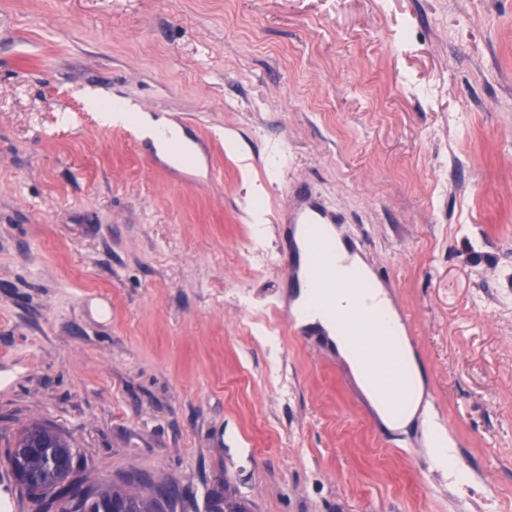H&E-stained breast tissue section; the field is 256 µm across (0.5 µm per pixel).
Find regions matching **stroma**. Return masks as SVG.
Instances as JSON below:
<instances>
[{
  "mask_svg": "<svg viewBox=\"0 0 512 512\" xmlns=\"http://www.w3.org/2000/svg\"><path fill=\"white\" fill-rule=\"evenodd\" d=\"M306 186L408 316L465 481L291 329ZM33 424L174 512H512V0H0V512H33ZM103 119L106 122L113 124H130L134 123L141 131L143 137L151 138L155 143L161 145L159 139L163 131L171 135L172 139L183 140L181 130L179 127L172 123L161 124L155 122L149 117L137 116L133 112L124 107L115 106L110 110L102 111Z\"/></svg>",
  "mask_w": 512,
  "mask_h": 512,
  "instance_id": "35a3bbf8",
  "label": "stroma"
}]
</instances>
